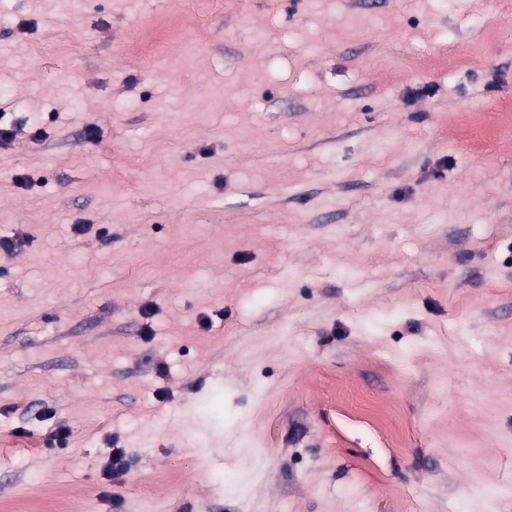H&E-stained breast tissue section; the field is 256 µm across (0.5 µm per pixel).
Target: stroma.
I'll list each match as a JSON object with an SVG mask.
<instances>
[{
    "mask_svg": "<svg viewBox=\"0 0 512 512\" xmlns=\"http://www.w3.org/2000/svg\"><path fill=\"white\" fill-rule=\"evenodd\" d=\"M503 103L512 0H0V501L512 512ZM43 496L49 508L54 512H66V501L70 496L69 492L55 483L52 478H44L42 481Z\"/></svg>",
    "mask_w": 512,
    "mask_h": 512,
    "instance_id": "stroma-1",
    "label": "stroma"
}]
</instances>
